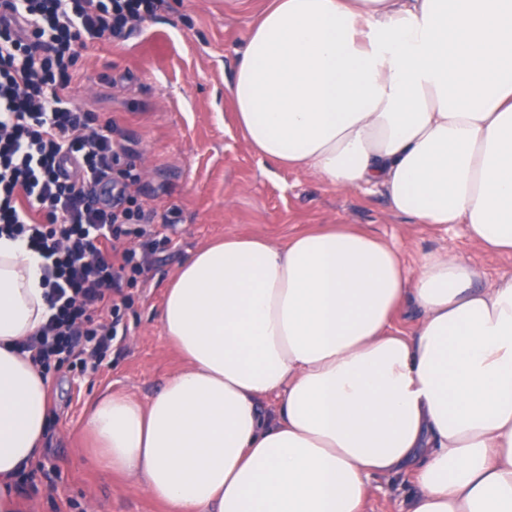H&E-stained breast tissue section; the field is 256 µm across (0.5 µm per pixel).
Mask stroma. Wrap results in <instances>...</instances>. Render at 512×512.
<instances>
[{
  "mask_svg": "<svg viewBox=\"0 0 512 512\" xmlns=\"http://www.w3.org/2000/svg\"><path fill=\"white\" fill-rule=\"evenodd\" d=\"M268 0H166L129 37L81 50L71 95L129 148L144 207L170 214L147 273L126 291L119 334L96 370L51 374L56 415L43 460L50 475L18 484L17 512H166L135 478L97 462L84 424L90 403L122 392L147 400L185 361L162 335L158 311L178 266L225 235L261 233L277 243L323 224H353L402 250L410 265L449 252L478 266L486 282L512 271L511 254H490L463 225L439 231L393 214L384 196L339 191L304 170L271 171L236 129L226 86L250 27ZM410 476L371 482L367 512H403Z\"/></svg>",
  "mask_w": 512,
  "mask_h": 512,
  "instance_id": "35a3bbf8",
  "label": "stroma"
}]
</instances>
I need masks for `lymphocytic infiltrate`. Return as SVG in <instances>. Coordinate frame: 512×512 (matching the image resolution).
Returning <instances> with one entry per match:
<instances>
[{"instance_id":"f902f5d3","label":"lymphocytic infiltrate","mask_w":512,"mask_h":512,"mask_svg":"<svg viewBox=\"0 0 512 512\" xmlns=\"http://www.w3.org/2000/svg\"><path fill=\"white\" fill-rule=\"evenodd\" d=\"M164 0H6L27 23L0 19V236L22 237L44 258L52 313L23 341L41 375L87 370L118 335L123 284L147 270L166 214L144 209L122 167L128 147L111 122L70 99L79 51L119 39ZM133 234L137 246L117 249Z\"/></svg>"}]
</instances>
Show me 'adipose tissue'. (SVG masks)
Segmentation results:
<instances>
[{
	"label": "adipose tissue",
	"instance_id": "obj_1",
	"mask_svg": "<svg viewBox=\"0 0 512 512\" xmlns=\"http://www.w3.org/2000/svg\"><path fill=\"white\" fill-rule=\"evenodd\" d=\"M227 95L274 165L512 252V0H269ZM44 265L0 237V512L49 424L16 347L50 314ZM159 323L185 366L149 402L101 395L86 427L168 512H363L407 473L405 512H512V272L413 267L344 224L232 235L178 267Z\"/></svg>",
	"mask_w": 512,
	"mask_h": 512
}]
</instances>
